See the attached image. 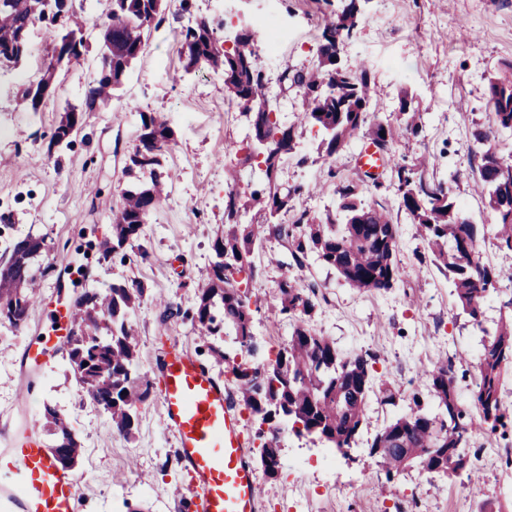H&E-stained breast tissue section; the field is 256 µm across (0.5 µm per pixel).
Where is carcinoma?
Here are the masks:
<instances>
[{"mask_svg": "<svg viewBox=\"0 0 512 512\" xmlns=\"http://www.w3.org/2000/svg\"><path fill=\"white\" fill-rule=\"evenodd\" d=\"M86 0H6L0 6V54L9 53L13 66L27 53L19 45L31 38L34 26L45 25L60 45L80 33L85 19L80 10ZM321 40L317 62L306 71H283L281 81L297 88L301 99L298 123L318 126L328 134L319 145L321 155L333 157L351 140L362 136L378 148L390 151L400 138H416L423 129V115L413 95L400 97L403 120L394 125L374 115L376 105L371 77L366 66L341 68L344 43L356 32L364 0H320ZM166 0H110L100 35L99 57L108 74L95 79L79 106L65 109L54 128L49 145L61 149L66 128L82 122L83 113L106 107L143 54V35L164 20ZM185 71L204 66L224 76V88L245 113L251 115L248 138L252 147L247 160L258 159L266 180L241 189L234 174L224 186V229L212 242L215 261L204 274L191 321L204 335L231 338L245 358L232 365L244 404L260 421L258 436L260 462L268 477L277 474L279 463V421L297 425V433L316 435L331 448L348 450L356 444L371 400L393 401L392 394L379 395L372 375L378 356L370 351L343 352L308 324L320 301L325 299L317 282L286 281L280 285V301L274 315L292 321L288 345L275 357L257 365L253 342V311L247 293L236 276L253 275L251 260L259 228L288 242V251L298 266L310 256L335 271L350 287L359 291H387L401 280L402 270L394 260L399 227L382 208L367 205L358 185L348 182L336 187L337 208L322 216L296 208L295 201L308 193L304 184L286 189L277 183V173L288 158L296 155L295 126L280 122L267 95V78L261 64L262 44L253 24L240 29L227 49L206 19H198L181 31ZM68 56L44 60L36 81L57 89V68ZM487 124L472 132L481 150L476 187L495 221L494 239L500 249L512 252V155H503L498 143L512 136V77H493L488 83ZM139 144L128 157L125 172L132 178L123 192V205L112 224V239L101 242L107 257L139 236L141 226L160 202L169 174L163 158L174 141L169 120L157 112L140 113ZM424 164H395L390 176L396 182L400 207L418 224L427 244V255L452 277L457 301L480 326L484 336L476 368L473 402L480 426L489 435L512 440V404L504 400L502 370L512 365V297L503 303L507 313L495 328L483 327V305L502 293L505 274L483 261L477 247L479 228L460 210L445 180L423 177ZM254 212L255 224L242 222ZM293 212L292 222H279L282 213ZM24 241L0 244V326L21 328L34 301L38 278L43 270L34 263L33 253L44 240L31 234ZM144 294L136 283L114 284L102 290L84 288L74 300L77 333L69 337L67 357L79 392L110 412L112 428L129 434L134 426V407L147 397L133 373L136 330L130 318ZM421 379L429 384L433 408L415 395L409 410L388 421L374 436L370 455L381 459L387 482L416 462L438 476L453 477L466 470L469 455L460 449L471 447L473 417L460 402L454 385L453 358L426 370ZM47 423L53 426L52 444L61 464L76 463L82 448L67 416L45 407Z\"/></svg>", "mask_w": 512, "mask_h": 512, "instance_id": "1", "label": "carcinoma"}]
</instances>
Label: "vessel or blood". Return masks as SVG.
<instances>
[{"label": "vessel or blood", "mask_w": 512, "mask_h": 512, "mask_svg": "<svg viewBox=\"0 0 512 512\" xmlns=\"http://www.w3.org/2000/svg\"><path fill=\"white\" fill-rule=\"evenodd\" d=\"M388 155L364 144L358 165L377 174ZM163 428L172 432L192 476L187 492L196 512H258L260 487L236 412L223 385L189 354L170 347L160 368ZM19 512H75L79 485L54 451L28 442L0 455Z\"/></svg>", "instance_id": "b4317fda"}]
</instances>
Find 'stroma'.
<instances>
[{"mask_svg":"<svg viewBox=\"0 0 512 512\" xmlns=\"http://www.w3.org/2000/svg\"><path fill=\"white\" fill-rule=\"evenodd\" d=\"M182 14L180 0H168L169 17L147 37L143 55L133 66L110 105L83 115L82 129L65 149L49 150L52 129L69 105H80L96 75L99 35L107 0H88L86 27L93 39L84 58L63 64L55 95L39 112L22 98L53 36L34 27L31 50L19 67L0 69V238L42 237L39 258L47 271L25 326L0 327V450L11 447L27 430L51 443L46 406L69 416L82 446L74 468L79 479V512H187L183 493L191 482L174 434L161 424L157 366L171 345L188 351L219 377L231 404L243 410L231 363L219 360L185 316L194 308L200 272L209 266L212 240L224 223V169L234 165L240 182L258 184L263 172L243 163L250 118L224 92L221 76L206 68L185 71L180 36L189 19L206 17L234 24L236 15L266 17L270 28L287 26L290 36L272 54L261 57L269 96L283 122L294 123L300 97L280 81L284 70L311 67L320 37L318 0H190ZM345 68L365 63L370 71L380 119L401 118L400 95L410 91L424 113L418 139L400 141L396 160L413 162L421 154L435 160L426 175L447 178L457 172L451 191L464 215L480 229L478 248L485 260L512 275V253L497 249L483 198L474 192L478 172L470 137L474 125L488 119V79L512 67V0H368L355 35L346 41ZM166 113L175 142L164 158L174 174L167 195L143 225L139 238L126 246L125 257L91 262L90 285L141 282L145 296L132 318L138 329V383L148 396L140 404L130 435L114 431L102 407L81 396L67 361L66 341L56 335L51 312L72 305L78 290L69 267L78 266L73 245L79 234L102 241L129 184L124 167L137 143L140 115ZM363 144L354 139L332 158L305 165L285 163L279 182L314 186L312 195L296 201L315 214L336 208L335 188L358 183L362 198L382 206L399 226L396 260L403 271L389 291H359L335 273L311 261L298 267L288 245L263 233L253 255L257 273L248 282L255 308L253 333L257 358L265 360L288 342V320L271 321L278 287L286 280H314L324 285L325 302L309 325L338 349L375 351L377 380L395 392L394 404L371 402L358 447L336 456L331 466L316 456L324 443L296 435L290 425L280 433V469L276 478L259 475L260 512H454L462 491L458 479L439 478L412 466L386 482L368 441L392 417L406 411L413 392L423 390L421 370L456 355L457 388L472 406L474 367L482 335L452 295L446 271L419 262L424 250L416 224L399 207L397 187L389 174L378 182L362 181L356 156ZM48 336L47 364L24 365L28 343Z\"/></svg>","mask_w":512,"mask_h":512,"instance_id":"obj_1","label":"stroma"}]
</instances>
